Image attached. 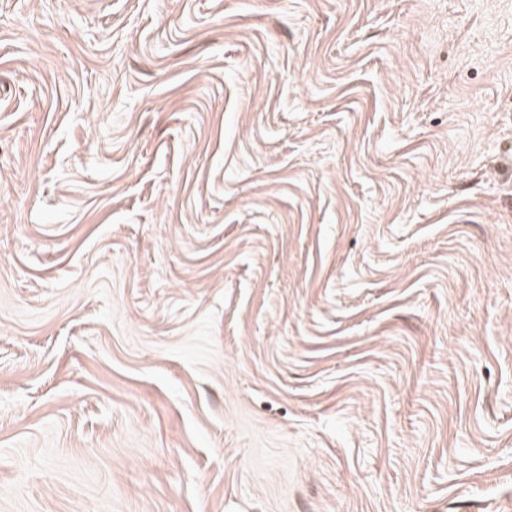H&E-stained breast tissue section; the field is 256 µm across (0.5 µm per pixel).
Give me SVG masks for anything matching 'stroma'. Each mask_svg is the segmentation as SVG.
Returning a JSON list of instances; mask_svg holds the SVG:
<instances>
[{
	"label": "stroma",
	"instance_id": "35a3bbf8",
	"mask_svg": "<svg viewBox=\"0 0 512 512\" xmlns=\"http://www.w3.org/2000/svg\"><path fill=\"white\" fill-rule=\"evenodd\" d=\"M512 0H0V512H512Z\"/></svg>",
	"mask_w": 512,
	"mask_h": 512
}]
</instances>
